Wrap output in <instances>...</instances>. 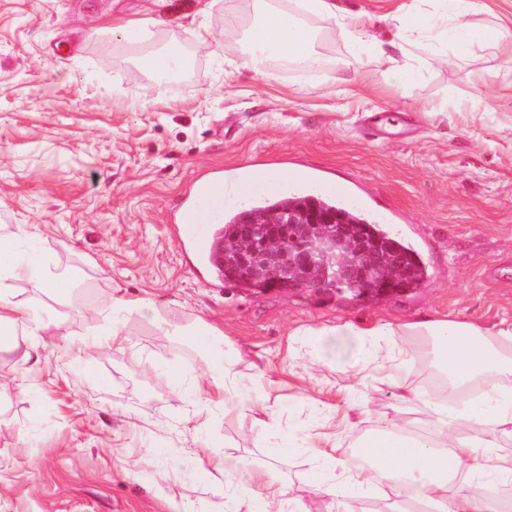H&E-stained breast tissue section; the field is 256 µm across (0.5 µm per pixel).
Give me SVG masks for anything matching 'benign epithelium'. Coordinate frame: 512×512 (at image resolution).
<instances>
[{
    "instance_id": "7a95c632",
    "label": "benign epithelium",
    "mask_w": 512,
    "mask_h": 512,
    "mask_svg": "<svg viewBox=\"0 0 512 512\" xmlns=\"http://www.w3.org/2000/svg\"><path fill=\"white\" fill-rule=\"evenodd\" d=\"M234 278L262 290L328 292L340 283L359 297L391 296L401 261L347 239L332 211L247 215L233 250Z\"/></svg>"
}]
</instances>
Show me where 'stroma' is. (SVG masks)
<instances>
[{
    "label": "stroma",
    "mask_w": 512,
    "mask_h": 512,
    "mask_svg": "<svg viewBox=\"0 0 512 512\" xmlns=\"http://www.w3.org/2000/svg\"><path fill=\"white\" fill-rule=\"evenodd\" d=\"M198 0H0V235L33 224L40 251L74 275L68 295L14 285L16 301L70 327L42 338L41 361L0 352V512H221L224 500L187 456L207 444L246 463L275 464L289 498L326 512L313 461L300 448L325 418L348 459L388 418L430 428L423 336L407 323L431 318L492 329L512 321V44L448 62H417L402 85L375 74L372 51L318 26L321 65L257 78L237 69L250 0H220L207 20L215 41L189 37ZM152 16L150 36L119 41L112 23ZM180 42L191 68L158 87L139 64ZM490 73L488 85L478 75ZM247 167L306 171V189L340 185L338 200L410 242L428 267L422 288L388 298L243 290L217 279L180 235L197 185ZM157 303L154 317H120L124 348L100 346L112 294ZM223 331L250 393L265 397L288 448L271 456L270 429L230 403L195 434L188 407L148 363L198 379L207 351L177 327ZM391 324L383 353L405 361L397 381L418 392L402 402L355 336L320 357L306 334L351 324ZM87 344L88 375L59 358ZM150 458L135 469L133 460Z\"/></svg>",
    "instance_id": "stroma-1"
}]
</instances>
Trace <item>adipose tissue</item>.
Masks as SVG:
<instances>
[{
    "label": "adipose tissue",
    "instance_id": "ef3b65f1",
    "mask_svg": "<svg viewBox=\"0 0 512 512\" xmlns=\"http://www.w3.org/2000/svg\"><path fill=\"white\" fill-rule=\"evenodd\" d=\"M251 4L247 49L238 66L261 77L266 76V61L272 56L319 65L315 46L321 31L314 24L318 18L334 21L348 42L372 43L370 20L350 13L339 0H251ZM489 11L487 0H412L389 14L388 21L401 43L421 44L431 51L436 48L433 32L443 26L457 55L464 57L477 48L499 47L512 37V28L501 17L483 21ZM27 236L23 228L15 238H0V347L16 345L22 333L31 345H38L42 332L50 327L48 320L15 301L13 283L24 281L58 293L72 289L71 278L43 260L21 254L19 243ZM411 328L431 336L432 353L448 376L455 404H436L432 434L416 436L394 422L387 431L365 436L348 463L337 459L335 445L314 451L317 489L332 512H349L347 502L353 493L377 484L395 489L392 512H411L416 502L425 503L431 512H503L505 502L512 500V458L497 454L495 441L486 433L492 428L512 440V357L504 353L512 346V323H501L492 332L448 320L415 322ZM188 333L216 350V328L201 323ZM209 373L216 398L238 394L240 379L232 359L216 350ZM479 379L488 386L473 404L468 391ZM199 464L229 500L225 512H242L245 504L254 502L260 503V512H287L283 490L266 476L251 473L237 483L229 482L231 472L243 470L242 462L229 461L220 450L208 448ZM456 477L463 479V491L450 490L449 481Z\"/></svg>",
    "mask_w": 512,
    "mask_h": 512
}]
</instances>
